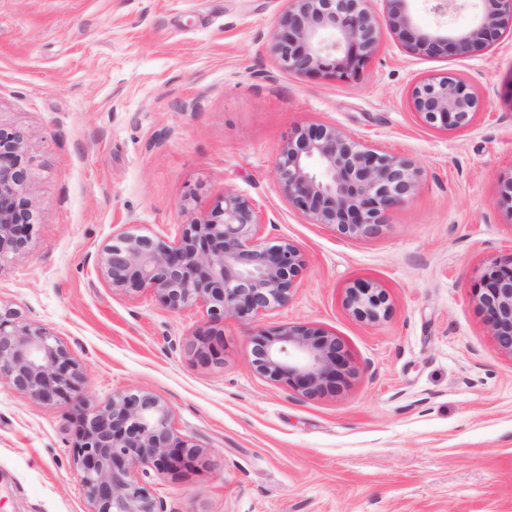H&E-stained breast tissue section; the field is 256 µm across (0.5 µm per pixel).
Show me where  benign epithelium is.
I'll return each mask as SVG.
<instances>
[{
    "label": "benign epithelium",
    "instance_id": "1",
    "mask_svg": "<svg viewBox=\"0 0 512 512\" xmlns=\"http://www.w3.org/2000/svg\"><path fill=\"white\" fill-rule=\"evenodd\" d=\"M288 0L271 52L289 72L356 76L389 35L419 54L467 56L512 30V0H480L483 9L466 29L417 31L411 0ZM415 113L429 126L462 129L480 102L463 79L430 77L411 91ZM28 136L0 126V257L30 238L40 203L29 193ZM278 182L292 206L311 224L345 237L377 231L386 213L409 202L422 170L412 160L352 138L336 127L316 125L288 142L277 162ZM255 202L225 193L209 211L181 225L172 241L127 228L112 237L98 258L114 290L153 291L171 311L201 306L211 320H256L286 306L303 261L290 242L272 244ZM498 345L512 353V259L487 266L477 288ZM347 306L375 323L387 315L386 294L370 284L350 289ZM204 363L215 356L213 336L197 338ZM251 364L261 376L307 396L333 390L350 370L347 350L328 332L284 324L253 336ZM40 403L77 392L84 373L50 331L0 308V380ZM73 462L88 512H166L163 502L133 478L157 471L178 475L196 466L200 449L179 435L172 410L158 397L127 390L103 404L84 402L78 412Z\"/></svg>",
    "mask_w": 512,
    "mask_h": 512
}]
</instances>
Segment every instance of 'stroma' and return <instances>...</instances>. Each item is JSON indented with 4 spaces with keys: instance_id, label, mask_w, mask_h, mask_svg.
Wrapping results in <instances>:
<instances>
[{
    "instance_id": "stroma-1",
    "label": "stroma",
    "mask_w": 512,
    "mask_h": 512,
    "mask_svg": "<svg viewBox=\"0 0 512 512\" xmlns=\"http://www.w3.org/2000/svg\"><path fill=\"white\" fill-rule=\"evenodd\" d=\"M422 31L464 29L479 0ZM285 0H0V124L25 131L31 238L0 259V305L70 350L87 380L40 404L0 382V512H88L71 446L80 401L136 388L201 450L195 469L139 481L167 512H512V353L491 334L475 284L512 257V35L465 57L385 39L342 81L284 71L270 51ZM455 74L481 101L465 129L426 125L421 79ZM316 124L413 160L411 201L378 233L348 239L288 202L276 163ZM256 201L271 243L300 250L290 303L210 322L151 290L109 287L102 246L133 225L175 238L224 193ZM384 289L371 323L350 287ZM286 323L335 334L352 371L316 397L259 376L251 336ZM221 333V362L191 344Z\"/></svg>"
}]
</instances>
